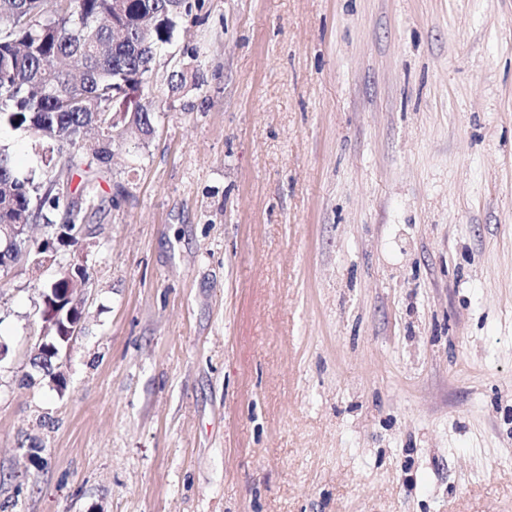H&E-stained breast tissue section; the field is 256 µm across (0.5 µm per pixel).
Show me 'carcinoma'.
Listing matches in <instances>:
<instances>
[{"mask_svg": "<svg viewBox=\"0 0 512 512\" xmlns=\"http://www.w3.org/2000/svg\"><path fill=\"white\" fill-rule=\"evenodd\" d=\"M191 0H0V127L27 129L48 145L40 176L19 174L0 145V225H68L85 212L56 189L57 159L91 169L112 159V122L151 134L155 108L132 95L148 87L155 56ZM32 252L25 234L0 235V256ZM86 270L51 283L76 288Z\"/></svg>", "mask_w": 512, "mask_h": 512, "instance_id": "cac0c4a2", "label": "carcinoma"}]
</instances>
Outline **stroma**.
I'll use <instances>...</instances> for the list:
<instances>
[{"mask_svg": "<svg viewBox=\"0 0 512 512\" xmlns=\"http://www.w3.org/2000/svg\"><path fill=\"white\" fill-rule=\"evenodd\" d=\"M200 2L0 271V512H512V0ZM44 305L45 307L41 316L43 321V334L40 336L41 342L38 346V354L41 350H45L55 353V357H58L63 346L66 345V347H68L70 342H72L78 325L74 324L66 328L65 333L59 334L58 329L62 326L58 322L60 312L53 309L54 306L49 298L44 297ZM53 330L58 336H53Z\"/></svg>", "mask_w": 512, "mask_h": 512, "instance_id": "obj_1", "label": "stroma"}]
</instances>
